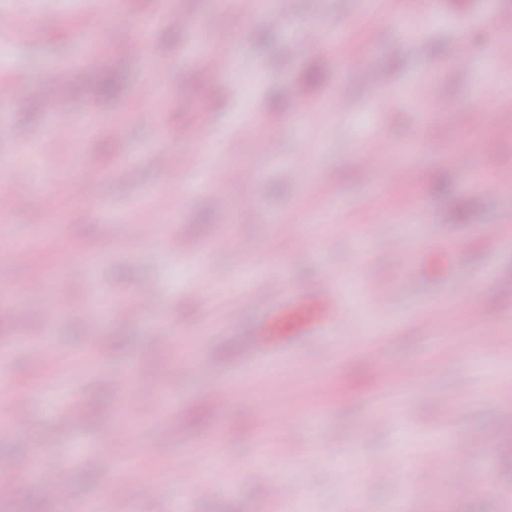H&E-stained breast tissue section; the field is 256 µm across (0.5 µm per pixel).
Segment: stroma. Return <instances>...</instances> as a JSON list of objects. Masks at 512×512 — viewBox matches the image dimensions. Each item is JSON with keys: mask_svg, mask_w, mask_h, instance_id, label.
I'll return each instance as SVG.
<instances>
[{"mask_svg": "<svg viewBox=\"0 0 512 512\" xmlns=\"http://www.w3.org/2000/svg\"><path fill=\"white\" fill-rule=\"evenodd\" d=\"M12 2L17 31L0 50V72L22 91L11 104V129L0 135V158L29 161L32 144L56 151L49 113H89L94 130H79L70 149L106 172L100 181L76 183L69 206L58 211L46 193L0 185L14 225L41 226L59 215L52 237L71 257L52 284L75 302L59 316L34 299L23 323L0 326V339L30 338L12 358L14 376L24 380L55 352L89 348L112 370L140 363L162 382L179 352L188 361L177 406L159 413L144 403L135 436L117 418L126 393L103 387L101 372L85 369L36 389L35 402L20 403L15 430L0 432V475L14 478L0 512H60L58 501L24 479L23 463L36 448L54 468L67 462L73 442L95 439L110 452L167 444L161 474L182 454L219 445L243 475L229 491L211 475L189 512H278L266 478L248 470L261 433L299 460L311 458L320 439L383 468L343 511L349 474L332 462L321 466L309 477L303 512H393L404 478L416 488L403 512H512V459L500 453L512 445V394L505 392L512 387V228L501 224L512 213V182L497 177L512 169V60L501 57L512 31L488 24L512 13V0H374L386 22L360 47V0H295L285 20L273 12H231L225 0H131L159 63L153 102L141 98L142 62L127 52L133 31L122 21L91 7L45 12L37 0ZM317 11L325 40L311 43L304 29ZM88 28L101 40L95 61L76 68L74 94L58 98L40 82L41 70L49 59L68 57ZM213 32L234 51L227 81L199 61L196 39ZM462 52L491 61L492 72L457 68ZM373 68L389 76L392 103L383 109L369 82ZM104 72L119 81L109 97L98 92ZM249 115L262 135L236 136ZM203 131L212 145L205 161L195 153ZM373 138L389 157L406 156L414 167L389 192L382 189L389 167L373 169L365 156ZM159 139L181 171L178 180L145 157ZM268 140L281 155L274 164L260 156ZM432 144L471 151L483 177H464L429 152ZM306 150L311 168H291L290 159ZM246 163L258 164L255 178L235 174V165ZM139 195L153 203L150 222H163L177 237L179 256L142 241L137 224H103L100 202ZM398 204L419 209L422 221L415 230L402 225L408 244L387 263L368 220ZM295 215L303 218L296 242L275 231ZM239 240L251 246L250 255L236 249ZM92 255L100 266L90 280L83 260ZM247 262L255 266L254 287L278 305L275 315L235 313L233 297L221 289ZM473 271L480 290L458 291L456 282ZM145 279L155 283L160 314L178 335L118 310L99 335H77L87 287L131 298ZM335 282L345 293L333 321L310 331ZM422 309L435 316L434 325L419 320ZM393 364L412 374L408 434L397 422L373 420L375 396L387 390ZM74 395L85 413L62 420L58 406ZM456 438L471 445L482 475L478 494L459 493L449 471L425 477ZM110 486L103 465L89 462L73 471L64 494L111 496L112 512H163L149 481L132 477L113 496Z\"/></svg>", "mask_w": 512, "mask_h": 512, "instance_id": "stroma-1", "label": "stroma"}]
</instances>
